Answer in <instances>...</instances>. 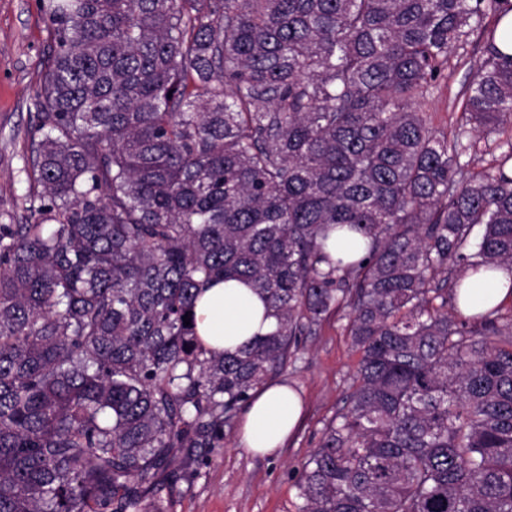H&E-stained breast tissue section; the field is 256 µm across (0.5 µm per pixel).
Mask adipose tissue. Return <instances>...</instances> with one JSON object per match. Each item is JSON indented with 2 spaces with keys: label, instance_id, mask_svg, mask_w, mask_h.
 I'll list each match as a JSON object with an SVG mask.
<instances>
[{
  "label": "adipose tissue",
  "instance_id": "ef3b65f1",
  "mask_svg": "<svg viewBox=\"0 0 512 512\" xmlns=\"http://www.w3.org/2000/svg\"><path fill=\"white\" fill-rule=\"evenodd\" d=\"M457 302L465 316L486 313L512 297V267L471 269L462 280ZM197 336L206 348L235 352L276 327L250 281L231 278L212 283L195 304ZM303 414V402L288 385L267 384L253 392L239 425L240 443L248 452L270 454L281 448Z\"/></svg>",
  "mask_w": 512,
  "mask_h": 512
}]
</instances>
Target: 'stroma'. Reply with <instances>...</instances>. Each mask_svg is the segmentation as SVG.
I'll return each mask as SVG.
<instances>
[{
    "label": "stroma",
    "mask_w": 512,
    "mask_h": 512,
    "mask_svg": "<svg viewBox=\"0 0 512 512\" xmlns=\"http://www.w3.org/2000/svg\"><path fill=\"white\" fill-rule=\"evenodd\" d=\"M485 38V31H475L454 50L459 64L428 106L437 131L455 130L463 91L483 60ZM49 46L38 0H0V224H19L26 217L32 187L25 158L28 119L45 79ZM344 324L339 314L328 315L302 337L295 359L271 376L294 388L304 403L303 422L284 448L254 455L241 448L237 428L225 429L220 447L194 449L190 464H175V478L159 495L164 512H298V470L343 407L359 360Z\"/></svg>",
    "instance_id": "1"
}]
</instances>
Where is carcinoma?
<instances>
[{
    "label": "carcinoma",
    "instance_id": "1",
    "mask_svg": "<svg viewBox=\"0 0 512 512\" xmlns=\"http://www.w3.org/2000/svg\"><path fill=\"white\" fill-rule=\"evenodd\" d=\"M40 6L29 215L0 224V512H145L341 311L360 358L299 512H512V315L448 309L459 272L512 266V137L460 161L512 124V55L485 42L468 145L426 112L512 0ZM344 228L365 244L347 262ZM231 277L277 328L224 353L194 308ZM510 134V127L507 125L505 126L503 133L493 134L488 138V140H481L480 148L486 152H484L482 155L478 154L476 157H474L473 154L471 157V153H468L461 157V162H466L470 160L469 168L471 169L472 172L477 173L482 171L485 167L488 166V163L491 160L492 155H497L500 152V150L497 149V145L500 142V140L505 139Z\"/></svg>",
    "mask_w": 512,
    "mask_h": 512
}]
</instances>
